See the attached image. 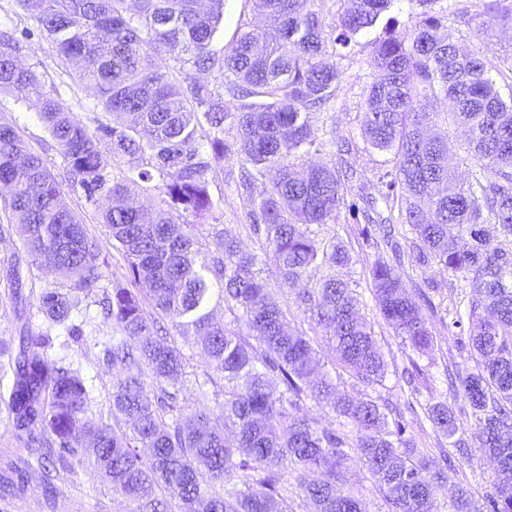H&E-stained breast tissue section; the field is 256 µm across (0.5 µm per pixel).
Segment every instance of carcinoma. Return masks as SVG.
Listing matches in <instances>:
<instances>
[{"instance_id": "1", "label": "carcinoma", "mask_w": 512, "mask_h": 512, "mask_svg": "<svg viewBox=\"0 0 512 512\" xmlns=\"http://www.w3.org/2000/svg\"><path fill=\"white\" fill-rule=\"evenodd\" d=\"M403 1L427 10L400 29L392 12H402ZM14 2L59 57L80 64L78 80L95 90L105 120L90 131L3 40L0 93L37 100L72 185L89 200L107 201L102 223L127 264L124 279L102 299L117 332L103 350L106 365L119 369L112 415L125 428L89 423L83 380L52 360L45 337L24 326L9 352L17 439L72 456L92 447L91 465L113 495L133 505L130 512H288L290 468L300 473L295 493L314 512H363L360 491L342 475L352 448L390 512H440L437 492L456 472L447 449L434 461L377 401L351 395L339 374L316 375L312 340L287 328L279 301L253 271L256 256L226 238L222 255L198 261L195 225L187 220L214 215L210 183L236 149V189L247 197L250 227L283 285L350 377L383 384L384 354L359 314L351 281L336 272L352 257L341 244L325 247L311 230L336 216L341 179L325 166L300 173L293 162L320 150L311 114L334 97L340 76L323 58L373 32L369 65L377 76L366 89L361 134L393 159L379 176L378 195L358 197L349 211L364 221L366 245L393 246L399 224L417 240L416 264L435 263L468 282L453 324H467L476 370L459 377V390L479 426L480 451L497 467L482 504L458 490L448 512H512V248L485 228L494 224L499 237L512 240V96H502L483 58L442 37L449 7L432 8L439 0H341L344 8L329 25L317 0H255L265 28L237 33L219 55L212 44L224 0ZM174 47L179 80L150 60V53ZM194 70L219 73L221 84L195 79ZM226 95L237 101L232 111ZM441 99L451 103L444 114L431 109ZM449 119L466 129L464 161L473 172L465 182L448 168L445 137L431 132ZM228 128L235 130L233 145ZM112 158L128 159L117 178L108 171ZM154 181L158 206L129 203ZM259 181L267 188L256 196ZM0 205L22 234L6 276L20 281L24 261L70 281L69 293L42 289L38 308L79 339L70 317L80 294L99 280V251L63 204L50 169L8 122L0 123ZM400 266L375 258L369 274L376 302L404 345L423 357L433 348L424 309L433 306L426 291L404 288ZM314 267L326 273L314 279ZM216 304L227 307L230 322L213 320ZM165 320L180 340L161 325ZM196 348L211 369L199 387L215 374L224 380L220 412L231 440L211 426L214 411L182 405ZM420 375L414 363L397 376L415 399ZM307 399L330 408L338 426L296 416ZM425 415L457 454L469 456L447 401L430 397Z\"/></svg>"}]
</instances>
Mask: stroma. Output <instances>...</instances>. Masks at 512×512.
Returning a JSON list of instances; mask_svg holds the SVG:
<instances>
[{
	"label": "stroma",
	"instance_id": "35a3bbf8",
	"mask_svg": "<svg viewBox=\"0 0 512 512\" xmlns=\"http://www.w3.org/2000/svg\"><path fill=\"white\" fill-rule=\"evenodd\" d=\"M463 3L465 12L448 18V35L467 50L492 63V74L502 89L512 88V23L492 20L484 15V0H463ZM263 23L264 18L255 10L253 0H224V26L214 41V51L223 53L238 29H254ZM4 30L19 38L21 50L17 59L23 66L35 71L45 92L57 97L88 128H96L101 111L96 106L92 90L77 82L73 67L62 63L32 21L16 10L13 0H0V31ZM370 52L369 39L363 36L351 43L343 56L334 58L333 63L341 74L336 95L312 118L313 131L322 147L319 152L301 158L302 163L322 164L335 170L351 166L352 178L342 183L346 204L357 194L377 193L379 175L391 161L390 155L373 151L364 142L360 131L365 90L374 78L369 65ZM1 121L13 124L30 152L40 156L51 168L65 204L75 212L89 238L100 249V286L90 291L81 303L82 313L86 317L84 338L81 342L68 345L63 344L61 338H53L48 353L60 365L77 371L84 379L90 390L89 418L95 421L111 420L109 392L116 371L102 362L99 353L105 344L111 343L116 331L111 321L102 317L98 302L103 288L111 287L114 280L122 277L125 267L123 256L113 248L109 231L101 222L100 204L87 201L82 190L68 182L65 161L55 142L47 135L35 102L24 103L13 96L0 94ZM211 192L217 204V223L213 226L203 225L198 231L203 257L217 256L222 252L221 241L213 233L217 227L235 238L244 250L260 253L261 241L251 231L246 217V197L240 196L220 177L212 183ZM346 204L339 207L334 220L317 226L316 231L322 239L328 240L335 236L347 245L352 263L346 273L357 284L362 296L360 311L372 327L388 367L393 371L407 365L410 351L380 314L368 275L375 251L364 245L359 236V227L352 224ZM19 242V230L15 227L0 236L2 392L7 391L12 383L11 376L3 372L8 365V357L3 350L11 346L19 327L29 325L37 334H46L52 330L49 320L38 309V293L45 287L63 292L68 289L64 280L34 267L26 268L21 272L19 289L27 295L28 300L26 306L17 305L5 269ZM398 246L404 262L401 276L406 288L412 291L423 287L428 281L436 287L433 300L439 316L432 324L435 346L429 357L421 359L420 365L429 374L434 396L448 400L458 424L469 440H476L478 427L470 407L445 380L446 372L463 374L474 368L466 328L454 326L446 315L447 309L461 299L462 280L436 264L415 266L411 237L399 238ZM257 272L259 279L280 302L290 326L308 330V321L297 308L291 290L282 285L275 264L270 261L260 262ZM347 387L355 395L398 408L405 423L419 435L424 447H447V439L433 431L422 410L409 408L408 397L401 391L393 374L381 386L351 380ZM19 477L23 478L24 483L18 489L13 487L12 482ZM491 480L492 466L489 460L480 454H473L472 458L458 461L456 475H453L451 484L440 489L438 499L447 501L455 487L460 486L468 491L473 500L482 501L486 493L492 490ZM54 483L58 493L51 498L45 489L42 468L35 455L17 439L8 406L0 401V512H128V503L113 497L111 491L103 487L98 474L87 460H70L67 467L55 473Z\"/></svg>",
	"mask_w": 512,
	"mask_h": 512
}]
</instances>
